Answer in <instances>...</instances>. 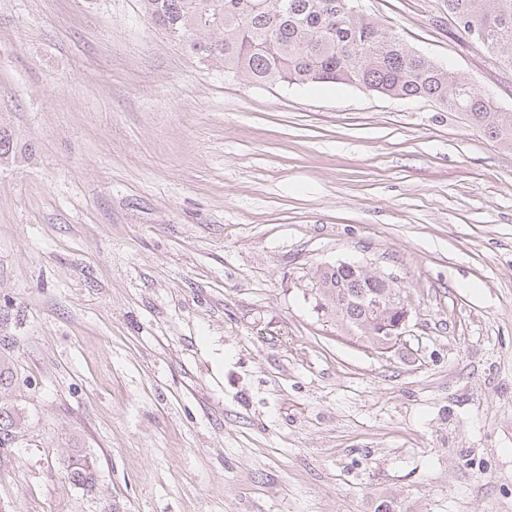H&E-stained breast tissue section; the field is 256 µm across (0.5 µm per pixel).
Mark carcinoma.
Here are the masks:
<instances>
[{"label": "carcinoma", "mask_w": 512, "mask_h": 512, "mask_svg": "<svg viewBox=\"0 0 512 512\" xmlns=\"http://www.w3.org/2000/svg\"><path fill=\"white\" fill-rule=\"evenodd\" d=\"M352 0H142L156 26L224 72L264 84H342L394 99L425 98L453 112L493 141L512 148V112L471 81L408 46L393 28L358 11ZM458 33L512 67V0H445ZM382 278L367 279L352 263L327 267L312 295L383 354L399 318L400 295ZM381 300L384 310L375 311ZM20 420L0 406V450L17 447ZM69 478L91 488L92 464L72 457Z\"/></svg>", "instance_id": "obj_1"}]
</instances>
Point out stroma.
<instances>
[{"mask_svg":"<svg viewBox=\"0 0 512 512\" xmlns=\"http://www.w3.org/2000/svg\"><path fill=\"white\" fill-rule=\"evenodd\" d=\"M360 5L512 111L444 0ZM341 262L398 278L404 345L318 315ZM0 362V512H512V149L227 76L140 0H0ZM20 420L7 407L0 405V451L17 447ZM68 476L76 484L92 488L97 481V474L85 456L74 455L69 463Z\"/></svg>","mask_w":512,"mask_h":512,"instance_id":"1","label":"stroma"}]
</instances>
